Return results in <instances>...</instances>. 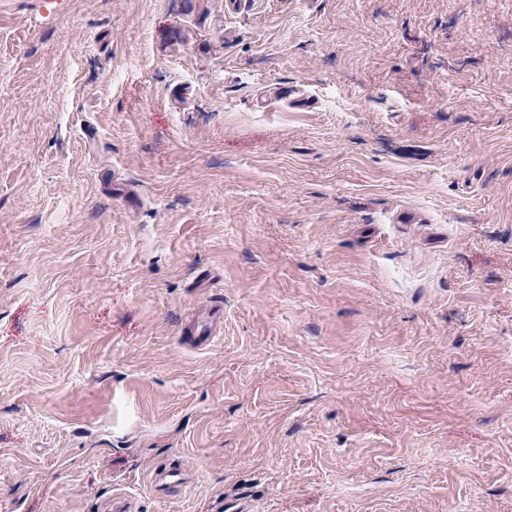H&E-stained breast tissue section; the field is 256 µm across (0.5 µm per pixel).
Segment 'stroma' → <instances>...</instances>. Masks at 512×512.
Returning a JSON list of instances; mask_svg holds the SVG:
<instances>
[{
  "label": "stroma",
  "mask_w": 512,
  "mask_h": 512,
  "mask_svg": "<svg viewBox=\"0 0 512 512\" xmlns=\"http://www.w3.org/2000/svg\"><path fill=\"white\" fill-rule=\"evenodd\" d=\"M117 488L512 512V0H0V512ZM224 324V310L221 306L209 304L204 308L195 310L189 322L183 329L188 336V344L192 348L201 349L208 346Z\"/></svg>",
  "instance_id": "obj_1"
}]
</instances>
